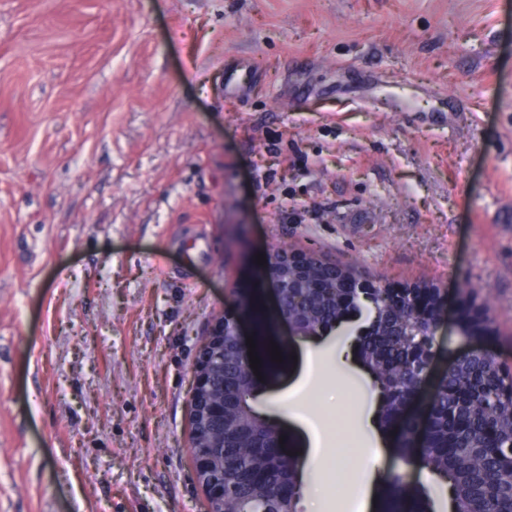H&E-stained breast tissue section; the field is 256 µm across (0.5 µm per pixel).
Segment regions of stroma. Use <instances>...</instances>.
Here are the masks:
<instances>
[{"label":"stroma","mask_w":512,"mask_h":512,"mask_svg":"<svg viewBox=\"0 0 512 512\" xmlns=\"http://www.w3.org/2000/svg\"><path fill=\"white\" fill-rule=\"evenodd\" d=\"M278 246L443 293L404 417L461 317L512 369V0H0V512H205L194 365L257 310L289 357L253 406L302 457L306 342L248 290ZM381 468L369 512L397 477L434 512L394 439Z\"/></svg>","instance_id":"35a3bbf8"}]
</instances>
